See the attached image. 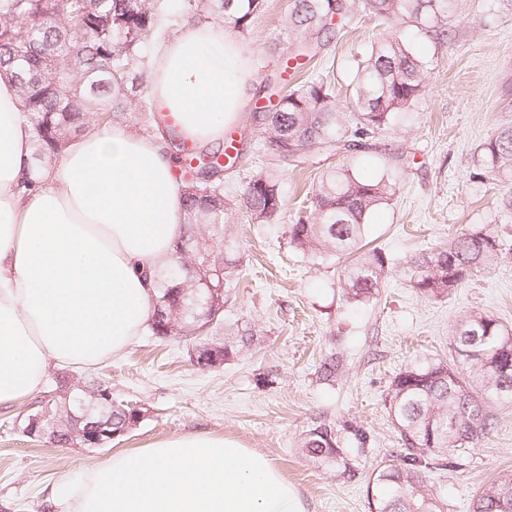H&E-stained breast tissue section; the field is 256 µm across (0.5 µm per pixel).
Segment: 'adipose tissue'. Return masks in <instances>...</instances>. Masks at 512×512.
<instances>
[{
	"mask_svg": "<svg viewBox=\"0 0 512 512\" xmlns=\"http://www.w3.org/2000/svg\"><path fill=\"white\" fill-rule=\"evenodd\" d=\"M243 44L217 23L158 35L149 91L199 145L224 139L248 102ZM9 72L0 71V405L40 391L48 365L91 366L153 316V277L184 233L166 146L119 126L70 140L37 186Z\"/></svg>",
	"mask_w": 512,
	"mask_h": 512,
	"instance_id": "adipose-tissue-1",
	"label": "adipose tissue"
}]
</instances>
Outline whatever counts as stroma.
<instances>
[{"instance_id": "35a3bbf8", "label": "stroma", "mask_w": 512, "mask_h": 512, "mask_svg": "<svg viewBox=\"0 0 512 512\" xmlns=\"http://www.w3.org/2000/svg\"><path fill=\"white\" fill-rule=\"evenodd\" d=\"M288 0H265L261 16L239 39L248 51L250 85L292 89L330 82L345 130L360 124L354 103L356 64L374 42L396 34L424 63L422 95L369 136L370 146L320 155L297 169L255 142L243 146L236 168L224 174V193L238 198L257 172H275L285 213L273 224L248 223L233 211L242 273L230 290L219 327L206 335L224 342L228 327L254 338L218 369L190 359L189 339L162 341L142 331L122 354L88 368L49 366L43 391L59 381L101 378L114 402L142 411L140 422L100 448L59 447L22 432L30 400L0 406V512H57L51 490L76 480L117 452L189 432L240 442L267 456L299 492L305 512H371L367 486L375 468L396 464L403 451L385 405L403 368L451 358V327L471 311L494 315L512 329V252L475 271L447 297L418 295L394 269L378 296L347 299L344 262L296 251L288 226L319 174L349 169L396 185L392 199L369 217L364 240L402 262L464 230L494 229L512 242V213L504 188L485 162V144L512 127V0H459L447 33L359 15L303 70L283 76L287 39L281 24ZM494 428L454 466L428 470L447 512H470L472 500L499 474L512 471V404H495ZM330 426L346 470L303 456L310 428Z\"/></svg>"}]
</instances>
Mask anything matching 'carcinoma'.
Here are the masks:
<instances>
[{"label": "carcinoma", "instance_id": "obj_1", "mask_svg": "<svg viewBox=\"0 0 512 512\" xmlns=\"http://www.w3.org/2000/svg\"><path fill=\"white\" fill-rule=\"evenodd\" d=\"M288 0V57L285 69H299L324 42L342 36L344 27L363 9L384 21L407 19L420 25L448 24L459 0ZM263 0H197L198 19H220L242 32L260 15ZM167 0H0V68L16 78L20 109L32 125L33 161L24 186L36 183L42 165L59 155L69 141L91 126H107L124 118L154 128L161 138L173 129L154 119L145 86L143 41L158 20L167 16ZM423 63L396 37L373 46L357 65L355 99L361 127L346 138L330 86L309 81L279 98L268 111L257 113L260 133L279 161L293 167L313 164L314 154H338L364 147V138L385 125L395 111L419 97ZM492 172L511 183L503 205L512 210V129L485 146ZM180 171L185 232L170 267L157 275L154 313L149 330L160 340L199 336L218 325L220 310L209 313L205 295L195 293L207 278L224 293L236 287L240 246L226 235L231 204L224 196V170L236 158L229 147L179 150L173 155ZM395 193L383 179H367L348 169L323 172L312 189L309 215L288 225L289 244L302 254H326L348 260L344 288L348 299L367 302L379 294L392 259L382 250H364V229L372 212ZM240 203L255 224L280 220L283 200L277 176L260 172L247 184ZM512 251L507 240L491 229L463 233L425 250L405 263L410 286L423 296L439 298L459 288L477 268L497 264ZM183 268L181 278L170 269ZM228 336L222 359L247 344L254 333ZM452 349H475L472 356L455 355L408 366L393 378L385 404L397 426L405 454L399 464L377 469L370 479L373 512H445L447 504L428 489L422 459L429 455L453 462L475 448L492 430V403H512V330L496 317L472 311L457 320ZM194 364L218 365L205 342L192 346ZM70 395L36 402L50 405L51 417L41 424L46 439L58 446L78 443L72 427L103 421L114 434L131 428L140 410L102 403L97 395L112 392L104 381L78 378ZM302 454L347 465L333 430L317 426L301 439ZM472 512H512V474L491 481L476 497Z\"/></svg>", "mask_w": 512, "mask_h": 512}]
</instances>
